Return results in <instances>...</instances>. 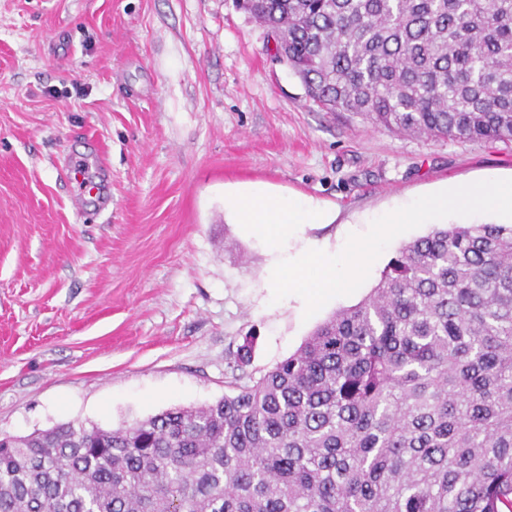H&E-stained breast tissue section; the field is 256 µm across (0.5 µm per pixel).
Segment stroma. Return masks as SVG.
I'll return each instance as SVG.
<instances>
[{
	"mask_svg": "<svg viewBox=\"0 0 512 512\" xmlns=\"http://www.w3.org/2000/svg\"><path fill=\"white\" fill-rule=\"evenodd\" d=\"M107 166L77 216L64 176ZM512 176V142L435 140L328 112L233 0H0V435L115 429L232 394L376 285L303 319L224 195L258 184L338 209L313 237L447 180Z\"/></svg>",
	"mask_w": 512,
	"mask_h": 512,
	"instance_id": "stroma-1",
	"label": "stroma"
}]
</instances>
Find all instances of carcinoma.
<instances>
[{
  "mask_svg": "<svg viewBox=\"0 0 512 512\" xmlns=\"http://www.w3.org/2000/svg\"><path fill=\"white\" fill-rule=\"evenodd\" d=\"M329 112L512 141V0H235ZM0 512H512V227L403 244L258 379L0 438Z\"/></svg>",
  "mask_w": 512,
  "mask_h": 512,
  "instance_id": "cac0c4a2",
  "label": "carcinoma"
}]
</instances>
